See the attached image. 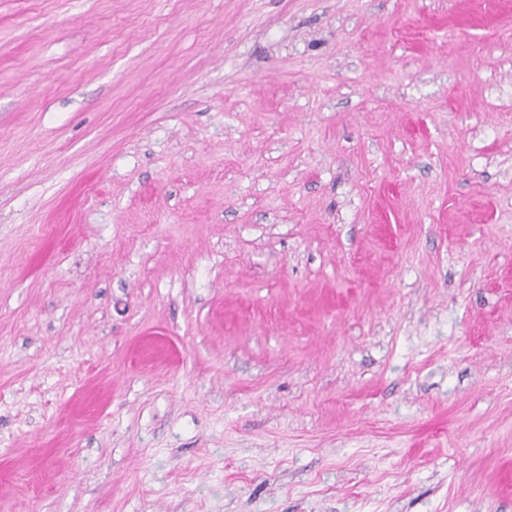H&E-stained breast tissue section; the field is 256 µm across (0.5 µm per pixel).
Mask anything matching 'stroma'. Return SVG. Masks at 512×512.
Listing matches in <instances>:
<instances>
[{"mask_svg":"<svg viewBox=\"0 0 512 512\" xmlns=\"http://www.w3.org/2000/svg\"><path fill=\"white\" fill-rule=\"evenodd\" d=\"M0 512H512V0H0Z\"/></svg>","mask_w":512,"mask_h":512,"instance_id":"35a3bbf8","label":"stroma"}]
</instances>
